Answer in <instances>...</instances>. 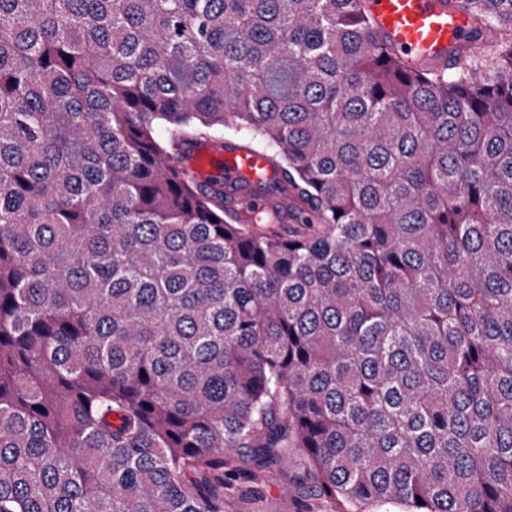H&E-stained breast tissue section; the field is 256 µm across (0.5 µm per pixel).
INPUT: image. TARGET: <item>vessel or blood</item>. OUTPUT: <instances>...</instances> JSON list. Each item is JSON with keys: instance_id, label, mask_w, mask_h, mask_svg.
I'll return each mask as SVG.
<instances>
[{"instance_id": "obj_1", "label": "vessel or blood", "mask_w": 512, "mask_h": 512, "mask_svg": "<svg viewBox=\"0 0 512 512\" xmlns=\"http://www.w3.org/2000/svg\"><path fill=\"white\" fill-rule=\"evenodd\" d=\"M370 12L382 40L409 64L443 63L449 48L466 33L468 22L447 0H370ZM223 161L236 182H248L269 172L259 153L193 143L183 151L182 163L197 177L211 176L216 161Z\"/></svg>"}]
</instances>
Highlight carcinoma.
Segmentation results:
<instances>
[{
    "label": "carcinoma",
    "mask_w": 512,
    "mask_h": 512,
    "mask_svg": "<svg viewBox=\"0 0 512 512\" xmlns=\"http://www.w3.org/2000/svg\"><path fill=\"white\" fill-rule=\"evenodd\" d=\"M0 0V512H512V0ZM283 179L230 213L192 142ZM381 39L409 64H443L468 22L446 0H369ZM217 152L222 153L220 159L224 161V166L230 169L233 181L248 182L263 173H270L271 177H274L267 159L262 154L230 147L216 148L210 143L187 145L182 153V164L198 180H206L212 174ZM298 462L296 455L291 456L288 463L259 473L255 480L241 477L232 481L234 490L227 492L225 512H356L346 501L336 499L334 504L314 492L311 495V488L306 493L290 488L287 479Z\"/></svg>",
    "instance_id": "obj_1"
}]
</instances>
